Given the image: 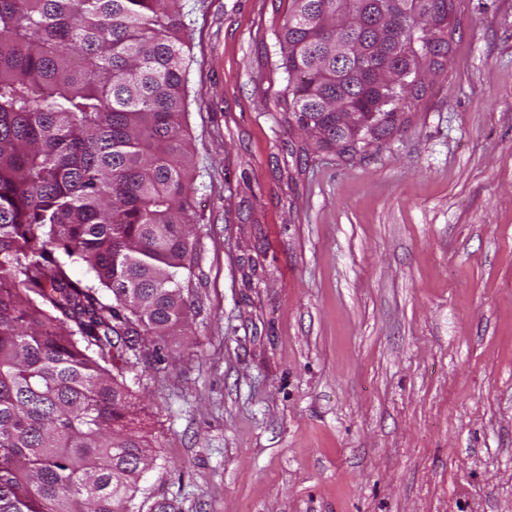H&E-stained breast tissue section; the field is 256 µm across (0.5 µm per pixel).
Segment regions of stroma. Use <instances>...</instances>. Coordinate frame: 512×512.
<instances>
[{"label": "stroma", "instance_id": "obj_1", "mask_svg": "<svg viewBox=\"0 0 512 512\" xmlns=\"http://www.w3.org/2000/svg\"><path fill=\"white\" fill-rule=\"evenodd\" d=\"M457 7L399 132L286 179L288 0H178L194 308L136 351L134 512H512V0Z\"/></svg>", "mask_w": 512, "mask_h": 512}]
</instances>
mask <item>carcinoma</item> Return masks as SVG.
<instances>
[{
	"label": "carcinoma",
	"mask_w": 512,
	"mask_h": 512,
	"mask_svg": "<svg viewBox=\"0 0 512 512\" xmlns=\"http://www.w3.org/2000/svg\"><path fill=\"white\" fill-rule=\"evenodd\" d=\"M336 2L289 0L277 67L284 123L317 129L300 151L350 161L428 90L416 68L405 85L379 79L400 62L379 29L437 74L459 20L456 0H410L407 16L355 0L360 25L320 39ZM338 38L376 52L336 85ZM187 47L178 0H0V512H127L153 465L127 352L192 306Z\"/></svg>",
	"instance_id": "cac0c4a2"
}]
</instances>
